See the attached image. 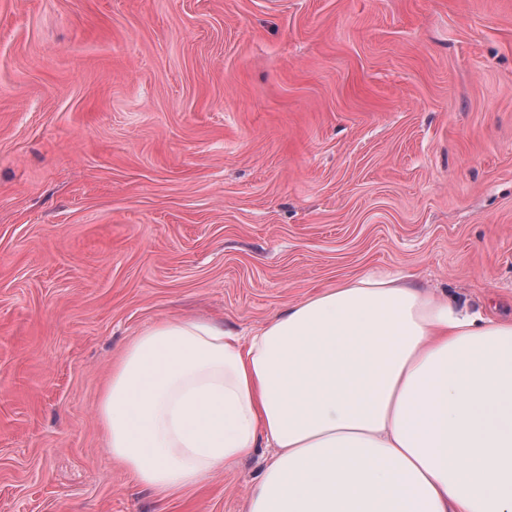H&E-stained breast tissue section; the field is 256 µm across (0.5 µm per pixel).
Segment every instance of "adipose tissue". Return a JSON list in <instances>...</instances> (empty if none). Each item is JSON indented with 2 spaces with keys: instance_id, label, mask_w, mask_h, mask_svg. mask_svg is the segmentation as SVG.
Listing matches in <instances>:
<instances>
[{
  "instance_id": "adipose-tissue-1",
  "label": "adipose tissue",
  "mask_w": 512,
  "mask_h": 512,
  "mask_svg": "<svg viewBox=\"0 0 512 512\" xmlns=\"http://www.w3.org/2000/svg\"><path fill=\"white\" fill-rule=\"evenodd\" d=\"M113 460L165 495L273 453L246 512H512V321L391 275L247 337L161 319L99 403Z\"/></svg>"
}]
</instances>
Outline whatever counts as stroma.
<instances>
[{"label":"stroma","mask_w":512,"mask_h":512,"mask_svg":"<svg viewBox=\"0 0 512 512\" xmlns=\"http://www.w3.org/2000/svg\"><path fill=\"white\" fill-rule=\"evenodd\" d=\"M365 273L512 319V0H0V512H244L270 449L113 461V362Z\"/></svg>","instance_id":"obj_1"}]
</instances>
